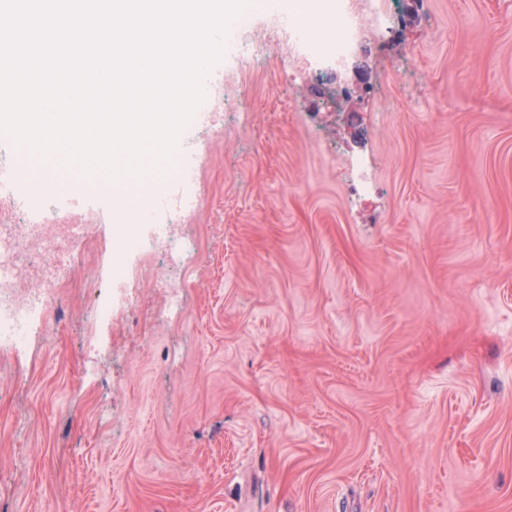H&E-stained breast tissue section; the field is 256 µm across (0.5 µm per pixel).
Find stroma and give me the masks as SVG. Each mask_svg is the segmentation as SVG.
Masks as SVG:
<instances>
[{
  "label": "stroma",
  "mask_w": 512,
  "mask_h": 512,
  "mask_svg": "<svg viewBox=\"0 0 512 512\" xmlns=\"http://www.w3.org/2000/svg\"><path fill=\"white\" fill-rule=\"evenodd\" d=\"M276 22L178 136L177 254L44 202L92 234L0 349V512H512V0H383L338 67Z\"/></svg>",
  "instance_id": "obj_1"
}]
</instances>
